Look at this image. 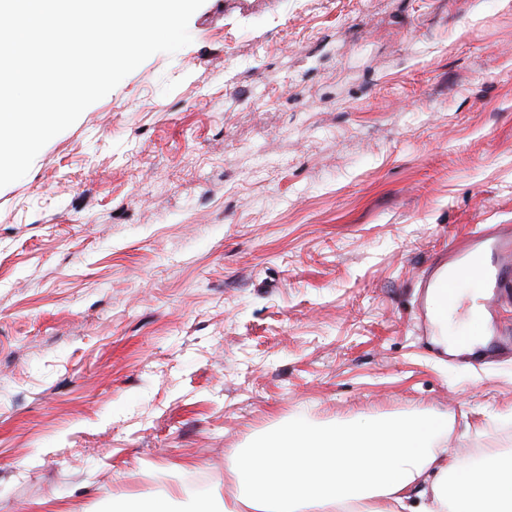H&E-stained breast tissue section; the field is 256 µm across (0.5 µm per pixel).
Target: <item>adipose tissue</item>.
Masks as SVG:
<instances>
[{
    "instance_id": "1",
    "label": "adipose tissue",
    "mask_w": 512,
    "mask_h": 512,
    "mask_svg": "<svg viewBox=\"0 0 512 512\" xmlns=\"http://www.w3.org/2000/svg\"><path fill=\"white\" fill-rule=\"evenodd\" d=\"M426 304L447 350L448 298L430 287ZM447 434L436 412L324 428L301 415L237 452L205 512H512V471L493 453L449 466Z\"/></svg>"
}]
</instances>
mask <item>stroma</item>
<instances>
[{"mask_svg":"<svg viewBox=\"0 0 512 512\" xmlns=\"http://www.w3.org/2000/svg\"><path fill=\"white\" fill-rule=\"evenodd\" d=\"M0 188V512L223 495L238 449L433 410L512 456V355L416 288L512 224V0H205ZM504 333L505 331L492 317L489 325L485 328V336H487V340L484 345L479 346L473 352H470L469 347L473 336L469 332V336H461L458 341L457 347L462 348L463 352L458 355L450 356L460 357L472 363L488 360L496 356L504 348L505 343L502 339V336H505Z\"/></svg>","mask_w":512,"mask_h":512,"instance_id":"35a3bbf8","label":"stroma"}]
</instances>
